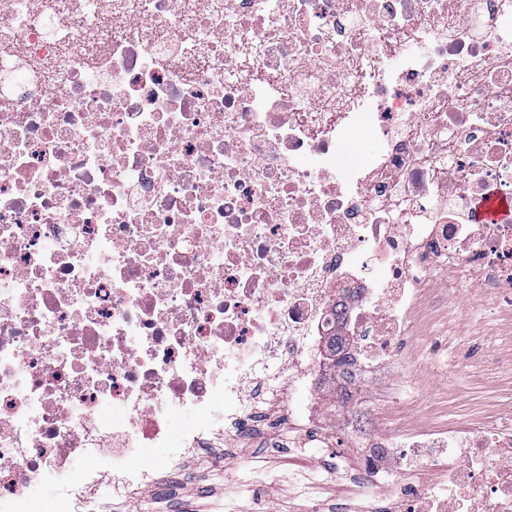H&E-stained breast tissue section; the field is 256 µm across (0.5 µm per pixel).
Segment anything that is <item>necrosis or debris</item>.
<instances>
[{"mask_svg": "<svg viewBox=\"0 0 512 512\" xmlns=\"http://www.w3.org/2000/svg\"><path fill=\"white\" fill-rule=\"evenodd\" d=\"M491 191L512 194V0H0V512L154 485L143 449L178 470L237 441L255 388L328 410L323 339L343 329L366 389L430 278L511 315ZM343 420L356 494L512 512L511 422Z\"/></svg>", "mask_w": 512, "mask_h": 512, "instance_id": "necrosis-or-debris-1", "label": "necrosis or debris"}]
</instances>
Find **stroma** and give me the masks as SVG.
<instances>
[{"instance_id": "35a3bbf8", "label": "stroma", "mask_w": 512, "mask_h": 512, "mask_svg": "<svg viewBox=\"0 0 512 512\" xmlns=\"http://www.w3.org/2000/svg\"><path fill=\"white\" fill-rule=\"evenodd\" d=\"M425 291L430 322L411 337L400 363L381 370L364 394L368 412L393 428L413 416H512V395L503 392L512 370L469 366L480 340L505 332L507 322L488 317L485 301L444 280L430 282ZM399 391L405 402L397 408L393 397ZM267 408L270 421L254 420L235 444L218 441L200 450L181 473H168L166 449H154L156 488L118 501L101 497L99 512H370L378 505L393 506L394 496L380 488L368 496L351 494L348 478L339 473L343 450L336 445L329 416L315 420L326 430V447L305 448L304 428L288 417L286 408L276 401ZM215 453L224 456V473L211 468L209 458Z\"/></svg>"}]
</instances>
